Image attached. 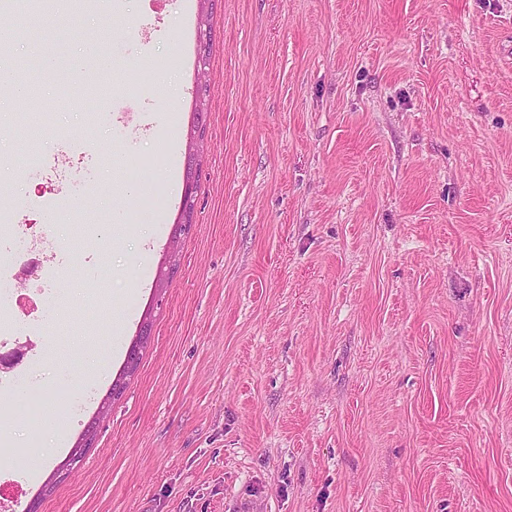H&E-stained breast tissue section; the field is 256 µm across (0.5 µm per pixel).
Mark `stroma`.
<instances>
[{
    "label": "stroma",
    "mask_w": 512,
    "mask_h": 512,
    "mask_svg": "<svg viewBox=\"0 0 512 512\" xmlns=\"http://www.w3.org/2000/svg\"><path fill=\"white\" fill-rule=\"evenodd\" d=\"M1 24L0 253L30 230L54 255L0 299L39 348L0 381L11 512H512V0Z\"/></svg>",
    "instance_id": "obj_1"
}]
</instances>
